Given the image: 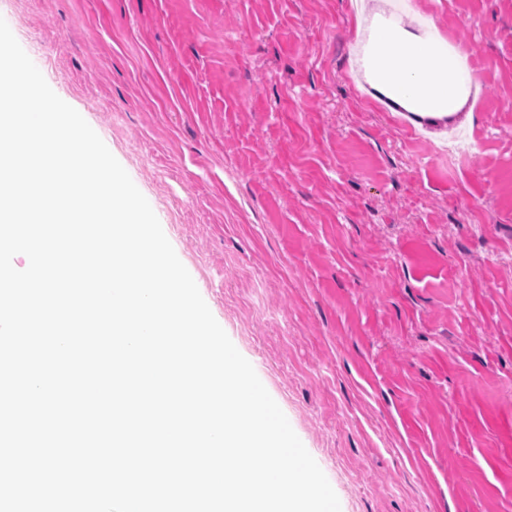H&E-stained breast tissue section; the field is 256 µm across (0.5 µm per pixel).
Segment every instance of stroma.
Masks as SVG:
<instances>
[{
  "instance_id": "35a3bbf8",
  "label": "stroma",
  "mask_w": 512,
  "mask_h": 512,
  "mask_svg": "<svg viewBox=\"0 0 512 512\" xmlns=\"http://www.w3.org/2000/svg\"><path fill=\"white\" fill-rule=\"evenodd\" d=\"M381 0H0L145 196L341 512H512V0H402L469 47L471 128L360 90Z\"/></svg>"
}]
</instances>
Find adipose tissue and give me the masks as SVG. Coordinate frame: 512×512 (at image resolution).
<instances>
[{"label": "adipose tissue", "instance_id": "ef3b65f1", "mask_svg": "<svg viewBox=\"0 0 512 512\" xmlns=\"http://www.w3.org/2000/svg\"><path fill=\"white\" fill-rule=\"evenodd\" d=\"M369 85L416 128L455 121L477 81L454 45L393 18L373 22L362 57Z\"/></svg>", "mask_w": 512, "mask_h": 512}]
</instances>
